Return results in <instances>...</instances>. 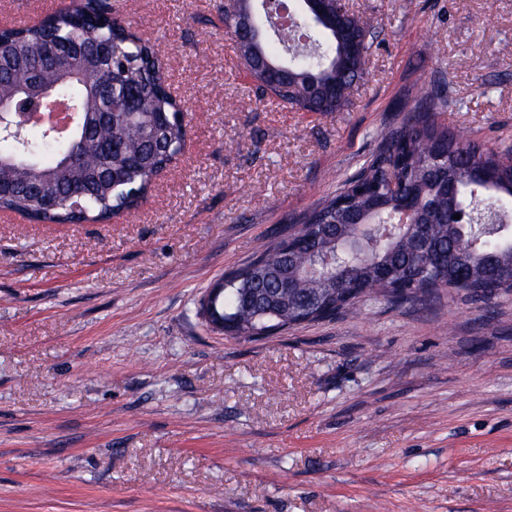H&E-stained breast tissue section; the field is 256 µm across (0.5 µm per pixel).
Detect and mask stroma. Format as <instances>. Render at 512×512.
Returning a JSON list of instances; mask_svg holds the SVG:
<instances>
[{"mask_svg": "<svg viewBox=\"0 0 512 512\" xmlns=\"http://www.w3.org/2000/svg\"><path fill=\"white\" fill-rule=\"evenodd\" d=\"M120 4L187 144L111 223L0 211V512H512V292L251 339L199 314L430 86L439 123L512 150V0H357L372 50L326 113L259 100L224 0Z\"/></svg>", "mask_w": 512, "mask_h": 512, "instance_id": "35a3bbf8", "label": "stroma"}]
</instances>
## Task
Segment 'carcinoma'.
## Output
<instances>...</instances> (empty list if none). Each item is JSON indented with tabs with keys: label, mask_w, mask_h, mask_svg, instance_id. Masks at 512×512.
<instances>
[{
	"label": "carcinoma",
	"mask_w": 512,
	"mask_h": 512,
	"mask_svg": "<svg viewBox=\"0 0 512 512\" xmlns=\"http://www.w3.org/2000/svg\"><path fill=\"white\" fill-rule=\"evenodd\" d=\"M300 3L293 0V31L269 28L266 11L254 0H237L235 14H224V29L235 33L243 72L262 95L293 112H338L362 78L360 58L372 48L373 23L356 14L316 16ZM244 15L251 36L238 34ZM94 42L109 46V64H98L97 48L72 57L71 76L60 79L57 94L92 122L101 112L113 113L94 134L112 144V153L43 126L19 140L4 135L0 208L37 224H108L119 211L138 209L174 164L185 143L186 109L169 91L165 50L132 30L112 4L84 0L56 10L39 26H0V64L16 73L50 70L51 48ZM445 103L439 89L425 91L398 127L381 133L378 150L362 169L298 218V234L316 235L315 254H289L274 239L246 267L224 276V291L212 306L225 329L252 337L291 327L301 317L319 321L357 313L364 301L352 295L357 287L394 302L439 288L484 300L512 290V281L488 274L487 261L493 253L497 266L512 270V223L491 231L469 223L480 210L504 211L503 200L512 201V151L464 141L438 124L435 114ZM476 169L480 181L472 177ZM406 205L423 213L427 237L446 267L416 253L409 230L397 227ZM285 262L290 288L270 275Z\"/></svg>",
	"instance_id": "obj_1"
}]
</instances>
